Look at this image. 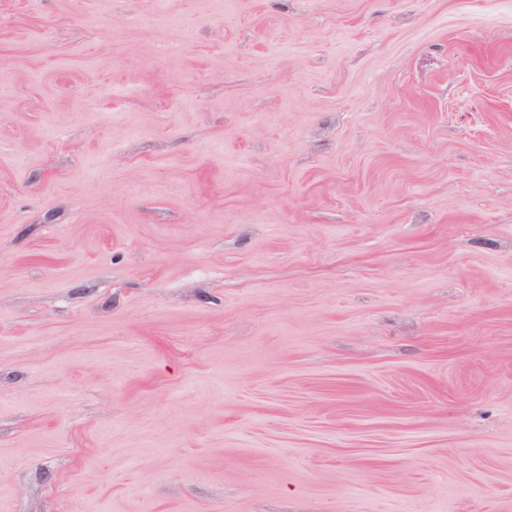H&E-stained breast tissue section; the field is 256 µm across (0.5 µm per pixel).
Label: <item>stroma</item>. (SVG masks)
Segmentation results:
<instances>
[{
	"mask_svg": "<svg viewBox=\"0 0 512 512\" xmlns=\"http://www.w3.org/2000/svg\"><path fill=\"white\" fill-rule=\"evenodd\" d=\"M0 512H512V0H0Z\"/></svg>",
	"mask_w": 512,
	"mask_h": 512,
	"instance_id": "35a3bbf8",
	"label": "stroma"
}]
</instances>
